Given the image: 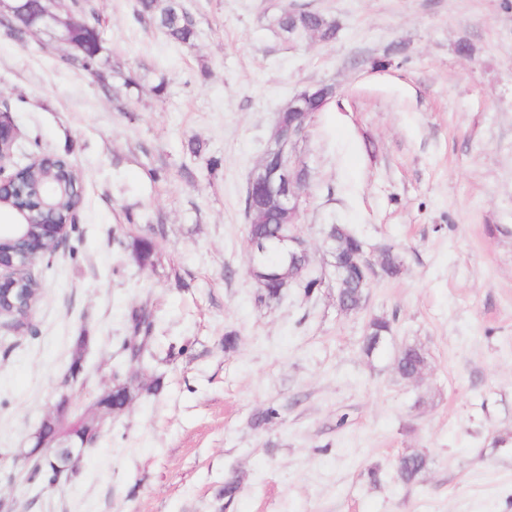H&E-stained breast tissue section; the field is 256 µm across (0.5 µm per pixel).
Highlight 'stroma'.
Instances as JSON below:
<instances>
[{
  "mask_svg": "<svg viewBox=\"0 0 512 512\" xmlns=\"http://www.w3.org/2000/svg\"><path fill=\"white\" fill-rule=\"evenodd\" d=\"M189 7L190 49L138 20L133 0H58L60 14L99 16L102 83L64 64L53 35L0 33L15 163L56 151L82 178L77 224L28 269L41 285L28 321L0 320V506L512 512V0ZM286 10L335 19V40H288L275 25ZM320 82L336 96L296 149L310 172L297 229L323 284L265 303L249 274L245 188L280 109ZM329 224L361 236L375 264L348 314L322 246ZM131 234L155 241L151 263L132 258ZM389 246L402 257L395 278L378 266ZM138 308L155 322L145 365L120 348ZM375 315L391 332L369 358L360 344ZM411 343L428 364L408 381L394 359ZM116 368L140 387L129 407L66 481L27 483L17 456L60 396L91 418ZM271 406L278 418L253 427ZM411 451L430 463L407 487L396 463Z\"/></svg>",
  "mask_w": 512,
  "mask_h": 512,
  "instance_id": "35a3bbf8",
  "label": "stroma"
}]
</instances>
